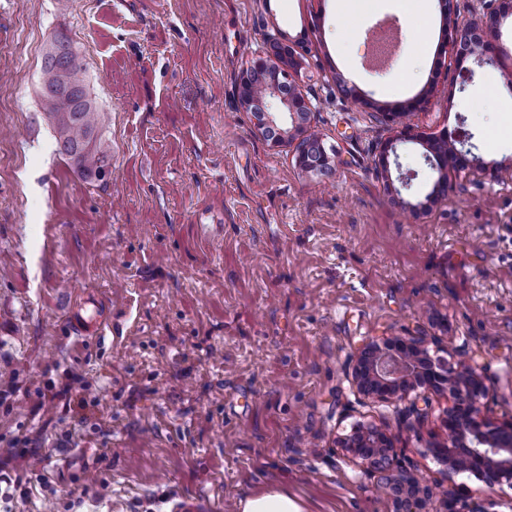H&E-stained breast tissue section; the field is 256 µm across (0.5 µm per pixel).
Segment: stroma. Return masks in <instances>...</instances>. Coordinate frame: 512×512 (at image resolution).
I'll use <instances>...</instances> for the list:
<instances>
[{
  "mask_svg": "<svg viewBox=\"0 0 512 512\" xmlns=\"http://www.w3.org/2000/svg\"><path fill=\"white\" fill-rule=\"evenodd\" d=\"M0 0V512H237L283 486L303 512H393L337 446L391 435L428 485L512 512V487L447 478L430 446L451 402L359 395L364 340L436 336L472 358L491 419H512V18L496 67L446 53L438 0L413 26L374 0ZM64 31L105 114V183L57 150L40 97ZM297 52L330 164L296 166L310 132L272 107L271 147L236 79L266 33ZM354 85L345 97L339 80ZM413 98L415 141L377 163L379 118ZM463 136L489 170L449 177L428 139ZM99 308L102 333L71 311Z\"/></svg>",
  "mask_w": 512,
  "mask_h": 512,
  "instance_id": "35a3bbf8",
  "label": "stroma"
}]
</instances>
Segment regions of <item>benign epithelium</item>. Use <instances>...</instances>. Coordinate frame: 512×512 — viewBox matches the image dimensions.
I'll list each match as a JSON object with an SVG mask.
<instances>
[{
    "label": "benign epithelium",
    "mask_w": 512,
    "mask_h": 512,
    "mask_svg": "<svg viewBox=\"0 0 512 512\" xmlns=\"http://www.w3.org/2000/svg\"><path fill=\"white\" fill-rule=\"evenodd\" d=\"M440 4L446 23L458 32L455 41L466 39L478 29L487 32L488 39L479 42L477 49L482 63L494 64L493 41L499 38L501 16L492 13L479 26H461L458 0H440ZM266 44L268 50L255 55L236 81L240 105L251 110L257 103L286 101L292 122L308 121L314 112L310 100L295 89L284 92L289 73L281 65L286 63L291 69L296 61L291 56L285 57L277 38L268 37ZM414 109L410 104L381 113L396 132L381 148L382 166H387L389 155L397 154V143L409 135L405 117ZM464 145L465 140L446 134L428 141L425 161L441 174L430 197L447 190L449 173L473 165L485 166L478 158H467ZM295 162L301 168H311L327 165L328 159L324 155H310L301 146ZM352 385L359 394L385 403L402 399L415 389L448 390L453 403L445 420L447 438L430 452L443 464L450 478L468 472L489 488L504 481L512 486V421L496 424L482 415L490 390L471 361L451 365L430 355L424 336L371 338L355 356ZM338 447L354 465L378 474L381 488L394 501L395 512H428L432 490L422 486L403 467L394 465L393 443L385 430L357 424L340 436ZM494 506L491 500L475 502L452 493L445 494L444 499V512H493Z\"/></svg>",
    "instance_id": "obj_1"
}]
</instances>
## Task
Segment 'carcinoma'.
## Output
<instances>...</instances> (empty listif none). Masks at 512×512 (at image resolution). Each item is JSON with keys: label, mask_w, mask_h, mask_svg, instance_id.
Returning <instances> with one entry per match:
<instances>
[{"label": "carcinoma", "mask_w": 512, "mask_h": 512, "mask_svg": "<svg viewBox=\"0 0 512 512\" xmlns=\"http://www.w3.org/2000/svg\"><path fill=\"white\" fill-rule=\"evenodd\" d=\"M41 101L61 153L83 177L104 180L109 146L103 140V116L88 92L85 68L62 32L44 55Z\"/></svg>", "instance_id": "1"}]
</instances>
